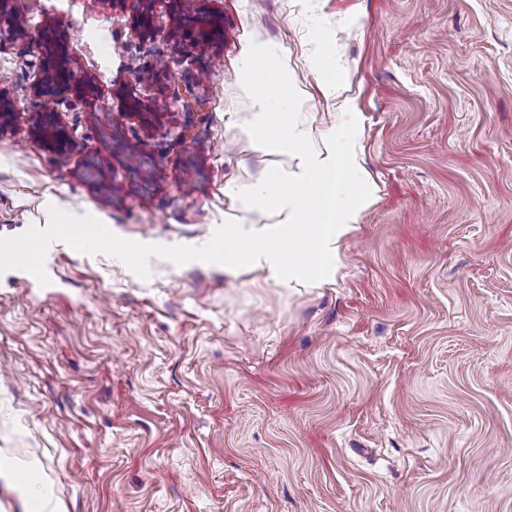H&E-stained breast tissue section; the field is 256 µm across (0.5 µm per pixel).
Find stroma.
Instances as JSON below:
<instances>
[{
	"label": "stroma",
	"instance_id": "35a3bbf8",
	"mask_svg": "<svg viewBox=\"0 0 512 512\" xmlns=\"http://www.w3.org/2000/svg\"><path fill=\"white\" fill-rule=\"evenodd\" d=\"M193 5L224 38L186 56L163 7L142 41L105 0H11L0 241L46 250L0 265V452L37 457L60 512H512V0ZM49 23L95 99L30 92ZM257 44L309 150L362 117L376 201L318 288L201 256L278 223L242 198L295 166L249 133ZM185 88L196 111H125ZM53 111L62 153L29 133Z\"/></svg>",
	"mask_w": 512,
	"mask_h": 512
}]
</instances>
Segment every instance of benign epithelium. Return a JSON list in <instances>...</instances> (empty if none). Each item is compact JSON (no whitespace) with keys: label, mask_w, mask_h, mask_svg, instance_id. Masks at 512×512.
<instances>
[{"label":"benign epithelium","mask_w":512,"mask_h":512,"mask_svg":"<svg viewBox=\"0 0 512 512\" xmlns=\"http://www.w3.org/2000/svg\"><path fill=\"white\" fill-rule=\"evenodd\" d=\"M112 6L133 11V27L143 40L155 37L156 5L168 3L171 10L178 11L176 20L182 34L183 48L202 49L212 46L222 37L220 15L216 12H190V0H105ZM9 0H0V42L16 41L24 33L19 25V15L8 6ZM34 95L66 99L70 96L85 100L98 91L95 80L77 73L64 58L47 53L39 61L36 79L31 84ZM13 125V102L0 93V134L9 131ZM30 134L38 139L49 151L61 153L71 144V135L58 118L52 115L44 122H37Z\"/></svg>","instance_id":"7a95c632"}]
</instances>
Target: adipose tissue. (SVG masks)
Here are the masks:
<instances>
[{
  "label": "adipose tissue",
  "instance_id": "1",
  "mask_svg": "<svg viewBox=\"0 0 512 512\" xmlns=\"http://www.w3.org/2000/svg\"><path fill=\"white\" fill-rule=\"evenodd\" d=\"M273 65L270 50L257 45L243 69L245 83L256 92L254 131L264 148L293 155L297 164L288 178L275 175L255 187L246 202L252 209L257 202L274 199L282 222L225 231L224 267L260 269L291 288L316 287L337 276L342 247L372 204L375 190L357 152L359 113H339L330 149L308 152L305 130L285 119V81L272 76Z\"/></svg>",
  "mask_w": 512,
  "mask_h": 512
}]
</instances>
